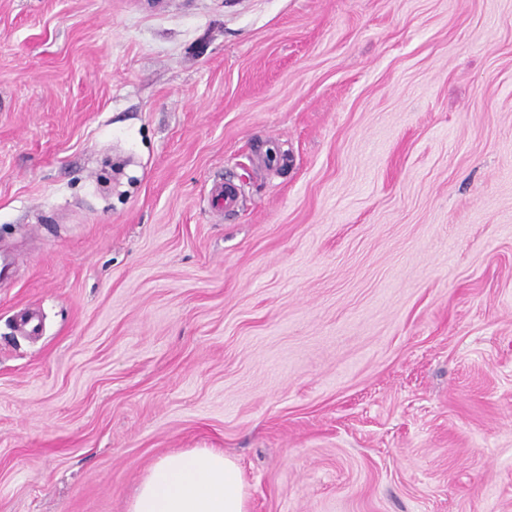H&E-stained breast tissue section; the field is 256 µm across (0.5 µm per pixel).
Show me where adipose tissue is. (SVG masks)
I'll list each match as a JSON object with an SVG mask.
<instances>
[{"label": "adipose tissue", "mask_w": 512, "mask_h": 512, "mask_svg": "<svg viewBox=\"0 0 512 512\" xmlns=\"http://www.w3.org/2000/svg\"><path fill=\"white\" fill-rule=\"evenodd\" d=\"M129 512H246L240 468L213 448L164 456L143 477Z\"/></svg>", "instance_id": "adipose-tissue-1"}]
</instances>
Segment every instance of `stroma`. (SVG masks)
I'll use <instances>...</instances> for the list:
<instances>
[{
  "label": "stroma",
  "mask_w": 512,
  "mask_h": 512,
  "mask_svg": "<svg viewBox=\"0 0 512 512\" xmlns=\"http://www.w3.org/2000/svg\"><path fill=\"white\" fill-rule=\"evenodd\" d=\"M0 251V512H512V0H0ZM209 194L216 202L215 212L226 214L239 207V191L236 185L229 181L219 180L213 182ZM128 512H246L237 463L213 448L157 460L139 484Z\"/></svg>",
  "instance_id": "35a3bbf8"
}]
</instances>
